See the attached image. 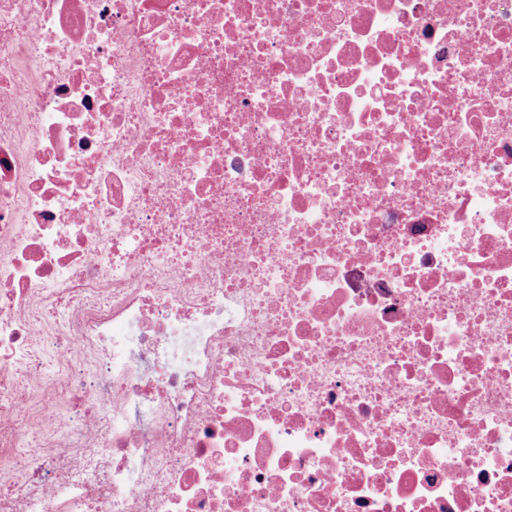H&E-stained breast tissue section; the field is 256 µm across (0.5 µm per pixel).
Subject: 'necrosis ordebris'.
<instances>
[{"label": "necrosis or debris", "instance_id": "4bbe7bcc", "mask_svg": "<svg viewBox=\"0 0 512 512\" xmlns=\"http://www.w3.org/2000/svg\"><path fill=\"white\" fill-rule=\"evenodd\" d=\"M27 443L0 512H512V0H0Z\"/></svg>", "mask_w": 512, "mask_h": 512}]
</instances>
